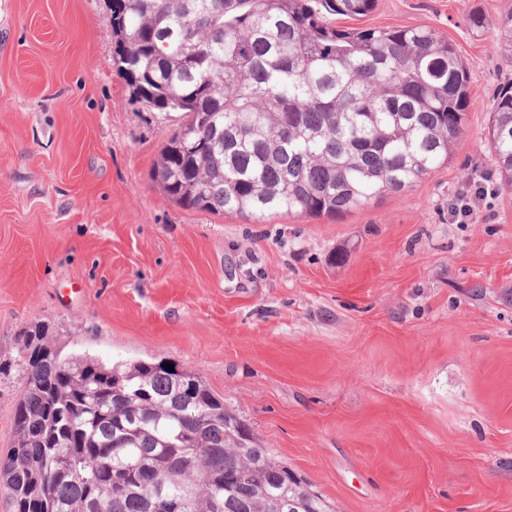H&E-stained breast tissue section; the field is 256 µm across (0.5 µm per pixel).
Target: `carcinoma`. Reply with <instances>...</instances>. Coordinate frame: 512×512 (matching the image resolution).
Masks as SVG:
<instances>
[{
    "mask_svg": "<svg viewBox=\"0 0 512 512\" xmlns=\"http://www.w3.org/2000/svg\"><path fill=\"white\" fill-rule=\"evenodd\" d=\"M377 0H112L113 67L133 99L182 120L151 172L184 209L343 215L409 190L448 162L471 111L469 74L431 27L338 29ZM489 26L512 48V10ZM207 114L202 127L198 116ZM486 145L512 190V82ZM51 328L20 334L16 441L0 459L11 512H327L322 499L179 363L107 367L61 355ZM129 478L112 493V472Z\"/></svg>",
    "mask_w": 512,
    "mask_h": 512,
    "instance_id": "obj_1",
    "label": "carcinoma"
}]
</instances>
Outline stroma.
<instances>
[{
  "instance_id": "35a3bbf8",
  "label": "stroma",
  "mask_w": 512,
  "mask_h": 512,
  "mask_svg": "<svg viewBox=\"0 0 512 512\" xmlns=\"http://www.w3.org/2000/svg\"><path fill=\"white\" fill-rule=\"evenodd\" d=\"M510 6L378 0L361 25L434 28L467 64L465 134L408 191L256 224L152 181L180 116L113 69L108 0H0V456L42 322L69 359L195 369L328 512H512V192L449 210L495 170L512 82L468 16ZM486 145L494 159L500 186L512 190V82L498 87L490 104Z\"/></svg>"
}]
</instances>
